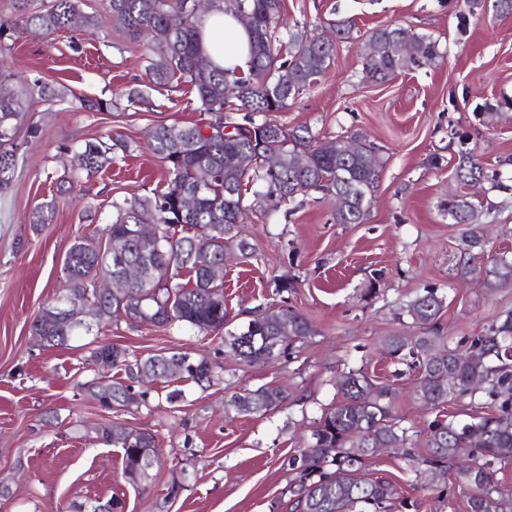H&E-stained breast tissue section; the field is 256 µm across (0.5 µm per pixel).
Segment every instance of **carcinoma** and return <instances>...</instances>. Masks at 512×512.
Instances as JSON below:
<instances>
[{"instance_id": "obj_1", "label": "carcinoma", "mask_w": 512, "mask_h": 512, "mask_svg": "<svg viewBox=\"0 0 512 512\" xmlns=\"http://www.w3.org/2000/svg\"><path fill=\"white\" fill-rule=\"evenodd\" d=\"M105 14L86 13L81 0H49L29 10L28 0H13L17 12L14 27L0 23V53L9 50L5 39L16 28L47 39L58 31L99 30L112 22V32L126 42L130 52L144 50L145 87L169 90L187 83L195 92L199 110L218 119L192 126L159 124L147 146L165 170V187L150 195L114 199L112 223L100 236H81L65 253L62 271L67 299L76 303L74 320L61 325L54 320L57 302L44 306L30 326L41 345L68 347L77 337L111 330L112 323H146L168 328L185 323L201 332H224L225 347L233 357L248 363L287 355L281 329L302 342L314 335V324L287 306L257 310L240 329H229L224 313L223 283L211 279L209 268L224 262V250L234 243L244 259L252 256L241 224L248 213L275 209L297 195L324 192L339 198L333 219L337 224L368 221L381 163L374 147L357 134L338 135L328 152L307 128L288 131L272 119L288 107V101L318 85L335 63V43L308 37L286 24L282 0H207L205 10L186 7L187 0H105ZM231 11L250 14L251 64L248 73L219 68L207 60L199 39L204 12ZM326 27L336 39L353 38L351 18L333 19ZM288 34V51L281 53L282 33ZM442 57L439 44L427 34L410 33L393 24L372 29L365 43L363 72L372 83H386L406 71L431 65ZM26 90L27 101L47 95L41 79L10 73ZM25 101V102H27ZM25 102L14 95H0V191H8L20 162L21 144L16 130ZM234 130L220 133V126ZM121 135L91 138L78 145L79 169L91 176L129 151ZM269 155L280 159L277 168L266 165ZM463 184L478 180L499 181L501 174L487 173L475 155L465 152L455 168ZM199 193L193 209L181 208L187 193ZM453 224H471L474 204L463 196L440 203ZM156 224L161 229L158 247L140 251L130 241L132 225ZM144 268V281L132 295H103L96 288L100 273L115 276L122 264ZM187 281L177 280L182 273ZM487 284L496 288L512 284V259L492 261ZM443 297L424 290L404 307L400 316L420 329L416 336L394 334L383 339L388 355L411 356L419 368L416 398L436 409L448 403V373L455 374L460 389L455 397L469 394L468 385L479 379L486 404L493 411L469 423L456 425L434 419L426 428L405 426L396 415V395L361 370L350 369L336 381L337 399L322 411L312 441L291 465L299 471L289 492L294 508L304 512H391L406 506L390 481L362 474L363 461L377 448L424 447L419 479L447 472L448 465L468 457L457 477L468 489V512H501L502 491L495 483V462L512 456V363L501 349L512 345V315L474 338L470 352L448 346L440 336L438 320ZM186 352L129 358L127 351L108 344L95 345L87 363L97 368L100 379L112 369L124 370L125 379L109 382L112 406H127L145 396L133 392L142 378L211 382L214 364L205 358L187 359ZM286 399L280 388H258L233 394L228 405L239 414H256L279 407ZM98 432L105 443L122 450L123 475L139 472L150 477L147 467L158 462L154 437L128 435L104 423Z\"/></svg>"}]
</instances>
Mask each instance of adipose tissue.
Returning a JSON list of instances; mask_svg holds the SVG:
<instances>
[{
	"instance_id": "adipose-tissue-1",
	"label": "adipose tissue",
	"mask_w": 512,
	"mask_h": 512,
	"mask_svg": "<svg viewBox=\"0 0 512 512\" xmlns=\"http://www.w3.org/2000/svg\"><path fill=\"white\" fill-rule=\"evenodd\" d=\"M200 41L215 66L247 70L249 34L232 13L214 10L205 14L200 24Z\"/></svg>"
}]
</instances>
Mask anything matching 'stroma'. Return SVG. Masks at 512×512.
Here are the masks:
<instances>
[{
  "label": "stroma",
  "mask_w": 512,
  "mask_h": 512,
  "mask_svg": "<svg viewBox=\"0 0 512 512\" xmlns=\"http://www.w3.org/2000/svg\"><path fill=\"white\" fill-rule=\"evenodd\" d=\"M283 3L288 24L311 35L330 19L356 23L353 40L337 43L323 80L275 119L289 130L309 128L324 142L359 133L376 145L383 167L370 220L334 223V201L325 194L283 202L270 218L251 214L242 233L253 256L224 263L226 315L238 326L249 309L285 305L308 317L315 335L289 357L247 364L226 353L220 333L118 323L106 339L130 356L187 352L219 371L207 388L190 380L147 383L145 402L109 410L84 388L94 377L87 348L41 347L30 325L55 297L70 245L111 223L112 199L163 185V167L146 147L152 128L190 125L202 114L185 84L150 92L145 105L86 110L85 100L145 80L144 57L114 47L111 28L91 37L62 30L47 40L14 33L6 66L41 79L63 99L25 112L19 141L26 164L0 198V481L11 491L0 498V512H77L114 496L124 499L125 512H290L297 473L288 461L309 445L342 372L360 369L397 388L405 424L421 429L435 419L413 397L417 372L381 351L382 337L408 332L398 315L409 301L428 288L443 295L440 333L461 349L512 312V287L488 288L484 263L460 275L467 227L439 209L448 195L466 196L477 207L486 253L512 252V190L465 186L455 176L466 150L512 177V17L497 16L493 0L472 15L461 0ZM388 23L432 35L443 61L385 84L365 81V35ZM115 133L130 152L81 179V197H57L46 176L72 167L71 146ZM50 201L52 220L31 224L33 211ZM375 272L381 278L370 294ZM282 276L292 283L285 292L276 287ZM261 387L286 389L288 399L265 413H225L233 393ZM107 422L154 435L161 465L145 485L122 478L120 450L98 437ZM365 471L391 480L411 501L407 512H466L455 473L421 486L402 450L375 454Z\"/></svg>",
  "instance_id": "obj_1"
}]
</instances>
